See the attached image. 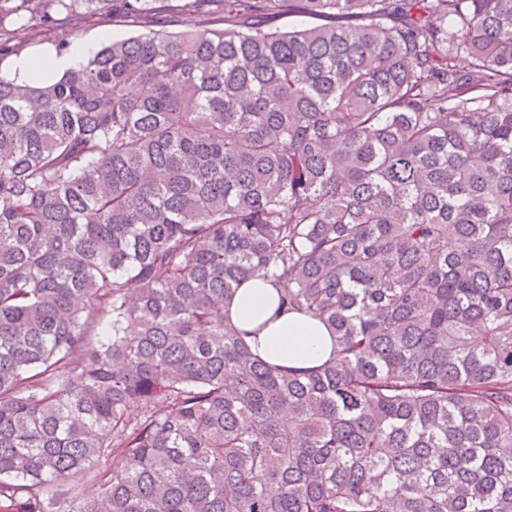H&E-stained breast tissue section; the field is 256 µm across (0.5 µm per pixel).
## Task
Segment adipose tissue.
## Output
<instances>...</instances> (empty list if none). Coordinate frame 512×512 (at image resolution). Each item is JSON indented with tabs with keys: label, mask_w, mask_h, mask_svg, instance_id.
Wrapping results in <instances>:
<instances>
[{
	"label": "adipose tissue",
	"mask_w": 512,
	"mask_h": 512,
	"mask_svg": "<svg viewBox=\"0 0 512 512\" xmlns=\"http://www.w3.org/2000/svg\"><path fill=\"white\" fill-rule=\"evenodd\" d=\"M99 46L96 39L80 40L60 56H22L13 62L9 75L22 80L49 71L58 78L79 67ZM226 310L231 323L247 331L253 352L274 365L304 370L323 364L333 355V340L326 325L299 312L280 310L278 292L270 280L243 284Z\"/></svg>",
	"instance_id": "ef3b65f1"
}]
</instances>
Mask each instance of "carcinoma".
Masks as SVG:
<instances>
[{
	"instance_id": "obj_1",
	"label": "carcinoma",
	"mask_w": 512,
	"mask_h": 512,
	"mask_svg": "<svg viewBox=\"0 0 512 512\" xmlns=\"http://www.w3.org/2000/svg\"><path fill=\"white\" fill-rule=\"evenodd\" d=\"M183 10L0 74V512H512V0ZM276 286L269 279H254L241 286L227 303L231 323L248 331L254 353L268 362L304 370L333 356V340L320 320L279 309ZM112 472V459H102L93 468L91 474L84 478L79 486V491L84 498L96 496L101 489L103 480Z\"/></svg>"
}]
</instances>
